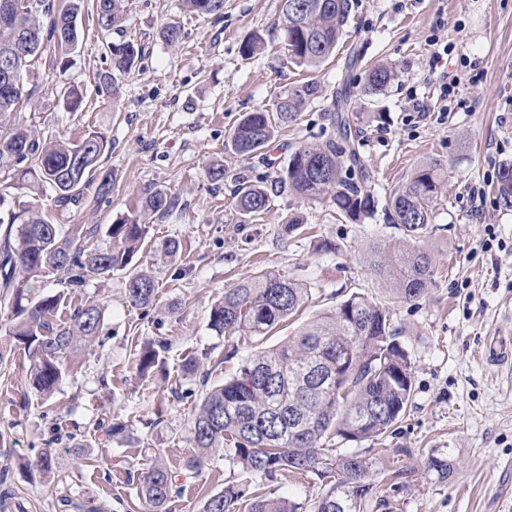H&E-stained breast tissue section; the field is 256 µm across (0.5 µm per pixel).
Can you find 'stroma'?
I'll list each match as a JSON object with an SVG mask.
<instances>
[{"label": "stroma", "instance_id": "1", "mask_svg": "<svg viewBox=\"0 0 512 512\" xmlns=\"http://www.w3.org/2000/svg\"><path fill=\"white\" fill-rule=\"evenodd\" d=\"M346 33L335 56L316 72L289 62L275 25L281 0H224L217 21L183 12L182 0H131L124 38L142 45L138 69L121 77L116 95L98 93L96 76L107 69L93 11L79 21L81 39L63 82L83 88L82 110L64 108L54 93L23 107L17 122L41 138L72 140L101 132L107 148L102 170L112 171L110 198L88 185L78 208L51 212L52 223L95 227L94 243L112 244L107 230L136 214L158 190L181 203L154 217L147 245L132 265L156 282L153 302L131 305L126 274L109 281L87 279L68 291L71 307L98 301L104 307L100 342L63 355L66 375L47 397L29 383L33 365L24 348H11L10 308L0 304V346L10 347L0 366V490L10 493L5 512H143L139 478L152 453L174 473L178 492L167 512H202L208 496L241 475L223 453L199 473L186 463L195 453L188 421L207 387L223 384L257 347L288 342L305 324L352 294L386 305L397 339L413 367V396L392 434L378 441H331L333 454L358 453L370 464L376 498L395 512H512V371L488 363L490 337L512 340V211L496 203L501 163L512 161V0H351ZM180 22L185 37L167 45L159 37L167 21ZM267 41L250 59L240 48L252 34ZM451 49L430 66L432 40ZM386 62L397 76L382 92L362 95L368 67ZM457 79L449 103H441V74ZM322 93L299 119L280 130L263 156L244 158L229 134L244 113L271 108L276 96L308 80ZM355 113L358 151L371 178L364 187L378 199L400 185L419 164L441 163L444 189L426 241L439 268L419 300L394 299L366 263L369 247L401 237L384 213L354 223L329 200L274 197L259 215L242 217L233 206L236 181L269 183L290 154L319 144L332 130L324 118L334 100ZM429 112L415 122L412 100ZM220 162L224 179L210 180ZM486 198L475 212L472 189ZM301 229L286 233L290 215ZM499 244L488 249L486 228ZM179 244L176 260L161 246ZM267 269L302 284L309 297L296 317L264 338L219 336L209 328L212 305L225 291ZM159 346L162 361L149 376L137 369L146 342ZM195 356L207 381L183 374ZM129 424L139 443L107 436L102 420ZM75 438L78 454L61 453L59 472L44 476L36 455L53 439ZM448 454L455 470L438 480L430 457ZM270 497L311 502L324 484L316 475L279 472L252 482Z\"/></svg>", "mask_w": 512, "mask_h": 512}]
</instances>
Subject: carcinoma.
I'll return each instance as SVG.
<instances>
[{
  "label": "carcinoma",
  "instance_id": "obj_1",
  "mask_svg": "<svg viewBox=\"0 0 512 512\" xmlns=\"http://www.w3.org/2000/svg\"><path fill=\"white\" fill-rule=\"evenodd\" d=\"M12 26L0 25V51L13 52L11 71L20 89L0 95V174H8L19 190L44 197L50 208L68 211L78 206L82 187L97 170L106 141L96 131L76 141L45 142L36 131L11 120L20 103L35 102L43 78L61 73L79 43L78 16L85 0H26ZM184 11L219 19L224 0H182ZM129 0H92L102 49L111 69L98 74L101 89L114 90L118 78L131 72L141 59L143 47L131 40H112L122 33L128 20ZM351 11L350 0H282L283 40L292 63L318 69L342 39ZM170 46L183 38L179 22L160 30ZM265 40L252 35L241 47L245 58L262 52ZM391 66L378 64L368 73L363 94L374 95L394 80ZM63 106L80 110L84 97L71 87L56 90ZM319 85L311 79L279 95L273 108L247 112L235 126L230 145L234 153L249 158L262 154L275 139L278 129L297 120L299 112L318 97ZM339 139L320 145L303 144L289 156L288 164L268 185L240 180L233 191L235 209L255 216L269 205L271 196L288 192L309 201L330 198L340 215L363 222L376 215L378 199L352 181L347 173L360 166L348 113H328ZM442 165L427 162L415 168L405 182L394 188L384 207L387 220L401 227L402 239L391 245L371 248L367 263L397 298L415 301L424 297L438 272L430 250L421 245L428 237L432 216L442 190ZM499 207L512 211V162L500 166L496 188ZM178 205L175 197L157 191L147 197L137 216L110 225L115 248L90 244L94 230L83 224L62 225L49 221L41 207L0 215L7 225L0 247V302L11 308L13 341L32 354L30 382L34 389L50 394L63 379L59 362L66 353L76 354L98 337L103 307L86 303L76 307L68 321L54 322L64 306L60 291L31 299L27 283L37 276H53L67 288H80L89 277L107 279L127 267L147 236L146 223ZM155 282L145 270L128 273L125 295L134 306L152 302ZM308 296V289L266 270L251 280L224 292L211 310L209 325L219 335L234 333L265 336L294 314ZM389 308L357 294L351 295L312 323L291 344L257 351L242 361L238 373L224 384L205 392L191 418L196 454L189 470L199 472L212 453L240 468L246 481L224 487L210 496L203 512H304V504L288 498H270L249 491L251 479L278 471L312 473L325 478L336 472V480L325 485L312 512H365L371 485L369 463L356 453L333 457L327 443L334 437L365 441L388 433L407 410L411 399L413 370L406 351L395 340ZM158 361L150 343L141 347L140 372ZM316 365L318 381L307 378ZM59 465L54 449L42 451L36 467L51 474ZM428 468L446 479L454 464L431 457ZM176 493L175 476L159 460L146 471L139 485L145 512H166Z\"/></svg>",
  "mask_w": 512,
  "mask_h": 512
}]
</instances>
